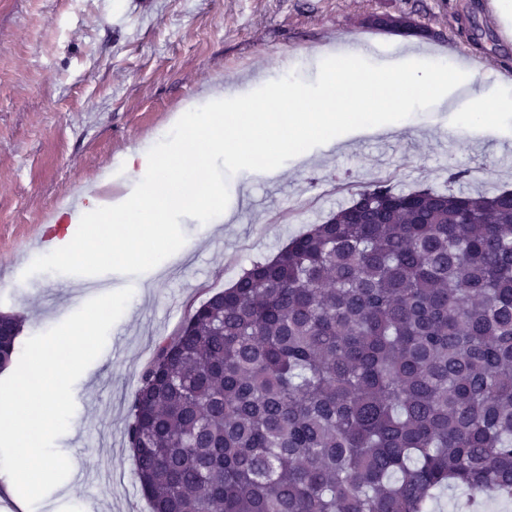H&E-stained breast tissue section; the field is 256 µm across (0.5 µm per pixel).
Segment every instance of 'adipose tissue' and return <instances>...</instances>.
<instances>
[{
	"label": "adipose tissue",
	"instance_id": "1",
	"mask_svg": "<svg viewBox=\"0 0 512 512\" xmlns=\"http://www.w3.org/2000/svg\"><path fill=\"white\" fill-rule=\"evenodd\" d=\"M319 57L323 74L316 85L260 75L232 97L215 91L186 103L171 119L172 140L126 155L123 167L132 178L123 195H100L101 185L112 180L108 172L84 189L82 202L67 211L66 241L100 262H147L155 253L174 254L167 232L172 213L196 208L203 199L211 207L202 219L224 208V186L211 175L214 156L238 167L259 161L269 169L281 157L301 153L306 141L332 145L356 124L397 125L414 104L445 97L452 77L447 66L412 47L397 63H352L337 49ZM503 112H512L511 100L481 99L457 109L454 127L472 132Z\"/></svg>",
	"mask_w": 512,
	"mask_h": 512
}]
</instances>
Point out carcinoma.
<instances>
[{
	"label": "carcinoma",
	"instance_id": "carcinoma-1",
	"mask_svg": "<svg viewBox=\"0 0 512 512\" xmlns=\"http://www.w3.org/2000/svg\"><path fill=\"white\" fill-rule=\"evenodd\" d=\"M220 295L135 391L151 512H432L450 488L468 512L512 500L511 189L369 184ZM21 325L0 312V369Z\"/></svg>",
	"mask_w": 512,
	"mask_h": 512
}]
</instances>
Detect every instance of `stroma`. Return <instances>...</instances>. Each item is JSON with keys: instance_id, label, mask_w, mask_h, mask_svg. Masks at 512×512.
Segmentation results:
<instances>
[{"instance_id": "obj_1", "label": "stroma", "mask_w": 512, "mask_h": 512, "mask_svg": "<svg viewBox=\"0 0 512 512\" xmlns=\"http://www.w3.org/2000/svg\"><path fill=\"white\" fill-rule=\"evenodd\" d=\"M0 0V311L26 319L23 338L46 332L80 307L84 278L122 277L132 309L111 328L101 354L73 387L75 412L55 442L71 463V496L54 488L33 509L0 473V512H150L135 477L126 428L142 371L159 343L175 336L187 312L228 288L254 262L348 204L365 185L406 190L512 189V112L497 125L444 143L452 113L419 104L388 140L347 132L333 149L318 145L262 175L224 157L211 164L224 185L228 220L171 218L179 254L155 266L58 260L38 240L46 224L64 234L63 199L125 155L159 143L187 101L226 80L262 72L274 81L317 79L321 48L358 41L378 58L394 54L396 34L370 16L406 14L434 31L432 56L460 49L482 59L454 105L512 93V5L497 0Z\"/></svg>"}]
</instances>
